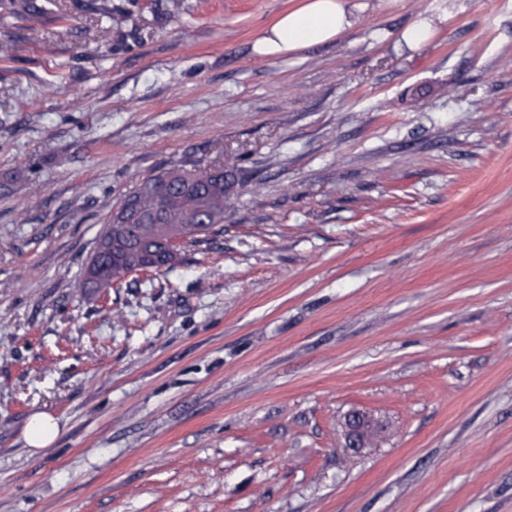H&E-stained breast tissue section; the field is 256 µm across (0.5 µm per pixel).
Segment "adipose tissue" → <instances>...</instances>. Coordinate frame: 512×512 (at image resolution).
Instances as JSON below:
<instances>
[{"mask_svg": "<svg viewBox=\"0 0 512 512\" xmlns=\"http://www.w3.org/2000/svg\"><path fill=\"white\" fill-rule=\"evenodd\" d=\"M355 10L351 0H288L253 49L281 56L334 41L356 24Z\"/></svg>", "mask_w": 512, "mask_h": 512, "instance_id": "adipose-tissue-1", "label": "adipose tissue"}]
</instances>
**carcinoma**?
Returning a JSON list of instances; mask_svg holds the SVG:
<instances>
[{
    "label": "carcinoma",
    "instance_id": "obj_1",
    "mask_svg": "<svg viewBox=\"0 0 512 512\" xmlns=\"http://www.w3.org/2000/svg\"><path fill=\"white\" fill-rule=\"evenodd\" d=\"M232 183L224 171L194 166L151 174L119 198L88 256L81 287L98 291L129 274L169 268L179 250L196 245L224 223Z\"/></svg>",
    "mask_w": 512,
    "mask_h": 512
}]
</instances>
